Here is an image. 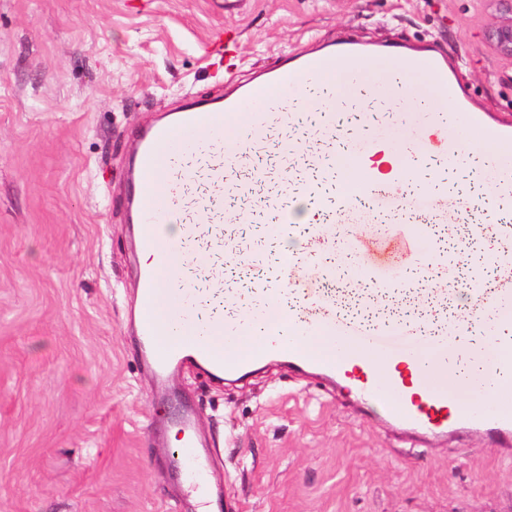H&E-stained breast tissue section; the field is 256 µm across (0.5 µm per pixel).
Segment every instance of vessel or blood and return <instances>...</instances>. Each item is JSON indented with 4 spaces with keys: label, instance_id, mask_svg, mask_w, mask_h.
<instances>
[{
    "label": "vessel or blood",
    "instance_id": "b4317fda",
    "mask_svg": "<svg viewBox=\"0 0 512 512\" xmlns=\"http://www.w3.org/2000/svg\"><path fill=\"white\" fill-rule=\"evenodd\" d=\"M340 60L348 67L337 91L313 98L309 106L320 117L313 138L317 148L297 154L294 143L298 135L290 130L297 105L290 92L297 81L325 76ZM380 64L393 89L406 87L412 74L431 76L433 90L421 96L418 110L425 122L445 130L439 147L443 163L457 159V132L462 128L476 143L501 147L488 173L489 197L497 217L492 232L503 246L493 254V287L474 291L476 297L490 303L488 317L494 324V336L488 343L462 348V323L458 320L427 330L415 320L388 325L344 315L336 309L335 293L317 287L302 272L303 265L319 252L316 240L327 233L323 224L327 218L358 224L376 213L396 216L408 210L422 213L436 224L476 219L470 208L448 194L406 195L373 179L369 163L381 152L382 144L363 127L352 134L341 157L355 171L352 200L339 206L321 192V173L335 169L339 158L331 149L336 140V112L369 91L368 70ZM267 88L279 89V97L263 98ZM449 104L454 113L446 112ZM239 115L244 116V123L225 131V118ZM276 131L282 134L278 142L280 170L307 172L297 192L308 204L312 238L304 251L289 258L282 279L267 284L258 299L239 304L234 317L225 318L220 312L201 316V296L187 278L206 270L208 287L214 294H222L224 277L215 267L232 239L227 225L259 223L264 211L270 210L275 221L264 226V236L273 240L282 235L288 222V208L281 206L278 198L259 196L250 178L241 174L246 161L255 159ZM429 151L424 133L406 138L400 152L405 171L415 172L418 159ZM132 157L130 203L141 251H158L165 225L175 221L180 224L182 241L181 248L142 267L139 276L138 325L146 345L145 364L157 383L156 398L164 397L172 378L185 367L233 376L265 358L277 357L338 383H352L359 393L376 401L388 420L400 425L441 432L456 426L475 427L492 435L500 448H512V250L504 246L512 239V126L471 112L457 77L449 73L441 55L430 49L408 54L389 44L366 46L354 41L318 46L284 58L250 82L230 84L221 100L186 105L141 129L133 142ZM228 198L235 199V206H225ZM390 237L407 250L424 244L415 224L391 225ZM448 271L447 258L432 257L431 276L441 283L434 301L447 300L455 284ZM289 295L299 298L301 304L286 312L282 304ZM256 323L265 324L269 334L262 347L244 353L225 344V335ZM287 328L336 339L341 359H324L304 353L298 345L278 341V334ZM463 360L476 368L475 376L467 381L470 402L466 405L448 388L449 373L457 371ZM196 425L195 413L182 414L179 431L184 446L176 464L188 494L210 500L214 497L210 473L213 447L197 440Z\"/></svg>",
    "mask_w": 512,
    "mask_h": 512
}]
</instances>
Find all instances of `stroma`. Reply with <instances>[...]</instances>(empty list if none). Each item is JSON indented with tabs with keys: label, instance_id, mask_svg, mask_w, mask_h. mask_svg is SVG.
Segmentation results:
<instances>
[{
	"label": "stroma",
	"instance_id": "35a3bbf8",
	"mask_svg": "<svg viewBox=\"0 0 512 512\" xmlns=\"http://www.w3.org/2000/svg\"><path fill=\"white\" fill-rule=\"evenodd\" d=\"M486 24L482 0H0V512H189L170 437L187 407L219 446L224 512H512V454L488 435L400 430L278 364L224 384L188 368L157 403L130 327L124 171L158 111L357 38L435 48L512 123ZM393 221L326 236L350 287L367 259L401 283L426 264Z\"/></svg>",
	"mask_w": 512,
	"mask_h": 512
}]
</instances>
